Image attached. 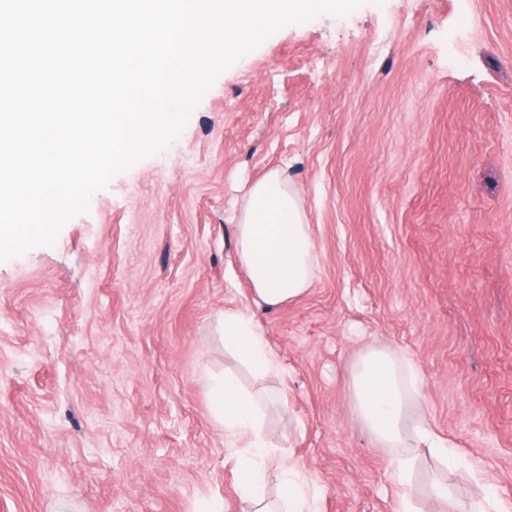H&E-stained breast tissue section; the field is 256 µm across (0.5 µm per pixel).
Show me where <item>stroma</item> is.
Segmentation results:
<instances>
[{
  "label": "stroma",
  "mask_w": 512,
  "mask_h": 512,
  "mask_svg": "<svg viewBox=\"0 0 512 512\" xmlns=\"http://www.w3.org/2000/svg\"><path fill=\"white\" fill-rule=\"evenodd\" d=\"M299 190L309 291L256 304L235 255L243 186ZM248 308L279 358L227 351ZM410 363L418 512L512 502V0H367L283 26L216 78L180 135L94 194L53 245L0 262V512H249L207 383L261 396L270 445L321 512H397L358 417L367 347ZM222 335L224 347L254 373L264 374L277 369L276 354L248 310L225 308Z\"/></svg>",
  "instance_id": "35a3bbf8"
}]
</instances>
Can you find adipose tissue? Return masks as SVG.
Instances as JSON below:
<instances>
[{"label": "adipose tissue", "mask_w": 512, "mask_h": 512, "mask_svg": "<svg viewBox=\"0 0 512 512\" xmlns=\"http://www.w3.org/2000/svg\"><path fill=\"white\" fill-rule=\"evenodd\" d=\"M236 257L252 285L258 304L269 308L305 294L313 283L317 254L311 226L299 193L275 170L250 186L233 215ZM224 346L254 373L278 367L277 357L253 316L243 308L224 311ZM355 406L376 442L398 453L393 477L402 489L399 512H415L409 476L414 458L405 446V433L414 430L419 444L444 465L455 459L452 445L427 419L410 418L396 359L372 349L362 359L354 382ZM213 414L224 437L240 444L234 473L238 492L254 512H319L320 494L294 467L282 466V507L267 498V471L272 450L255 396L231 376L209 387Z\"/></svg>", "instance_id": "1"}]
</instances>
